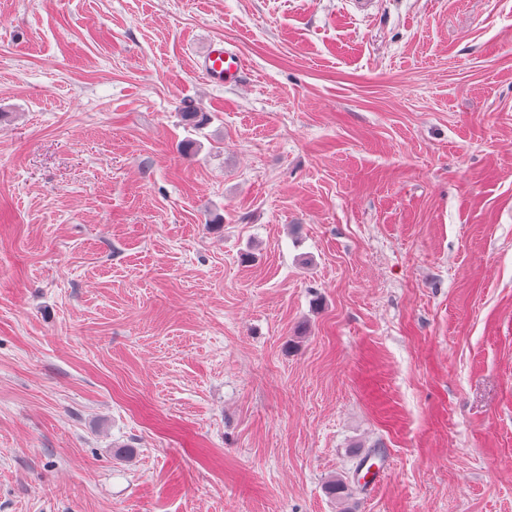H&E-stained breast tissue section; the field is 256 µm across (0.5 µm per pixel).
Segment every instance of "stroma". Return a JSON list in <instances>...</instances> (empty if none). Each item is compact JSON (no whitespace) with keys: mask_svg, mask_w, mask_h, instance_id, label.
Returning a JSON list of instances; mask_svg holds the SVG:
<instances>
[{"mask_svg":"<svg viewBox=\"0 0 512 512\" xmlns=\"http://www.w3.org/2000/svg\"><path fill=\"white\" fill-rule=\"evenodd\" d=\"M0 512H512V0H0ZM203 78L211 84H239L245 76L241 55L224 45L223 41H213L199 61Z\"/></svg>","mask_w":512,"mask_h":512,"instance_id":"obj_1","label":"stroma"}]
</instances>
